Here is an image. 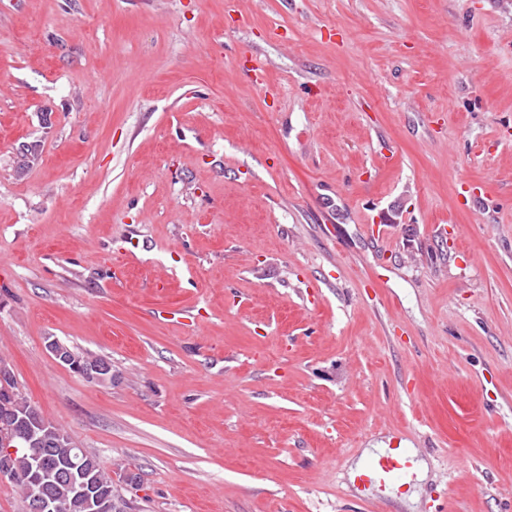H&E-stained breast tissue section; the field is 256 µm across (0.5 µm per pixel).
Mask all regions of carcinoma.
Listing matches in <instances>:
<instances>
[{"label": "carcinoma", "instance_id": "cac0c4a2", "mask_svg": "<svg viewBox=\"0 0 512 512\" xmlns=\"http://www.w3.org/2000/svg\"><path fill=\"white\" fill-rule=\"evenodd\" d=\"M65 349L86 368L107 363L105 358L90 356L68 345ZM11 388L13 395L7 399V410H0V426L5 424L24 435L8 464L19 475L13 484L25 500L41 491L51 498L55 512H87L70 483L69 474L77 471L91 479L96 491L112 500V512H126L127 501L112 483V477L101 468L96 455L86 450L73 457V440L64 438L66 431L45 420L40 410L20 394L16 384H11Z\"/></svg>", "mask_w": 512, "mask_h": 512}]
</instances>
